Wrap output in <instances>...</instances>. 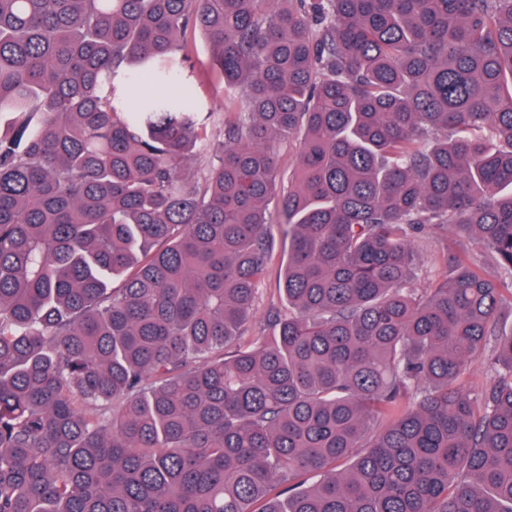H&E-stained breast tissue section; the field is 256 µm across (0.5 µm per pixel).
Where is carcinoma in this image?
I'll return each mask as SVG.
<instances>
[{
	"mask_svg": "<svg viewBox=\"0 0 512 512\" xmlns=\"http://www.w3.org/2000/svg\"><path fill=\"white\" fill-rule=\"evenodd\" d=\"M3 124L0 512H512V0H0ZM189 42L192 58L187 63L183 78L192 84L205 80L204 85L199 88L193 109L196 112L224 113L230 101L229 94L227 91L224 93V82L221 79L206 74L210 57L209 48L199 32L195 34L194 44L191 42V37ZM275 244H274V261L268 267L266 277L263 283V301L257 307L256 313L247 327L245 333V339H249L252 336L264 335L272 336L273 329L271 328L267 319V305L271 297H276L278 288V264L281 262V243L278 233H274ZM419 244L426 276L416 282L415 288H427L429 281L441 276L446 270L447 247L449 246L452 252L457 250L451 245V236L449 234L448 241L443 236L431 241L429 236L424 235L420 239Z\"/></svg>",
	"mask_w": 512,
	"mask_h": 512,
	"instance_id": "obj_1",
	"label": "carcinoma"
}]
</instances>
